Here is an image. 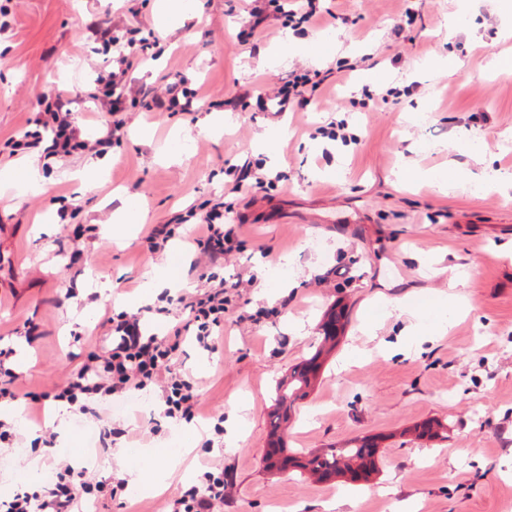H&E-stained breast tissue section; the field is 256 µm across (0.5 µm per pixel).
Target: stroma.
Wrapping results in <instances>:
<instances>
[{
  "instance_id": "stroma-1",
  "label": "stroma",
  "mask_w": 512,
  "mask_h": 512,
  "mask_svg": "<svg viewBox=\"0 0 512 512\" xmlns=\"http://www.w3.org/2000/svg\"><path fill=\"white\" fill-rule=\"evenodd\" d=\"M253 3L186 0L184 14L159 31V0H0V175L24 164L4 143L33 130L41 94L70 100L83 137L103 130L92 94L112 62L96 26L163 39L161 57L129 71L134 89L157 90L180 74L204 100L190 112H149L126 101L123 132L92 187L72 177L89 161L86 152L41 170L35 185L0 182V351L17 375L15 389L53 392L105 346L111 301L87 289L89 276L135 299L144 271H179L184 287L169 292L170 315L149 318L165 334L179 298L199 291L188 273L198 253L178 238L150 252L148 227L223 200L228 170L248 162L273 183L245 190L226 214L241 235L220 271L248 286L225 314L215 351L189 340L174 358L198 381L199 414L177 424L162 418L156 393L132 392L127 412L112 419L131 437H114L89 468L92 480L116 472L130 483L122 502L101 496L83 502V512H168L200 485L212 458L223 462L230 489L219 512H512V71L501 67L512 60V0H322L348 23L298 38L272 15L265 35L242 45L236 35ZM297 67L330 73L305 111L276 116L259 111L255 98L238 100ZM391 87L402 91L397 101L363 111L367 96ZM207 114L223 118L219 131L200 130ZM339 118L351 120L358 144L310 138ZM143 127L152 133L146 143ZM452 160L485 172L484 185L440 192L428 175ZM408 165L421 173L416 182L400 179ZM62 197L74 223L87 228L81 239L57 222ZM133 199L146 221L114 240L113 216ZM451 266L464 280V313L435 305ZM289 279L296 288L282 290ZM336 304L347 311L345 333L286 440L320 449L382 436L369 487L270 473L262 463L275 381L310 355L323 313ZM405 306L426 325L447 318V334L402 335ZM260 308L268 318L246 321ZM364 319L375 335L361 333ZM243 395L253 408L229 450L212 429L218 417L236 414ZM0 417L15 431L0 448L12 463L0 470L1 500L55 481L41 434H53L55 458L83 461L77 416L56 412L54 402L5 408ZM432 418L447 422L446 441L398 438ZM156 472L168 476L162 492L133 485L136 474Z\"/></svg>"
}]
</instances>
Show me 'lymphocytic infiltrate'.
<instances>
[{
  "instance_id": "1",
  "label": "lymphocytic infiltrate",
  "mask_w": 512,
  "mask_h": 512,
  "mask_svg": "<svg viewBox=\"0 0 512 512\" xmlns=\"http://www.w3.org/2000/svg\"><path fill=\"white\" fill-rule=\"evenodd\" d=\"M106 45L116 47L115 70L99 74L97 91L93 95L109 113L120 111L125 98L128 70L134 61L148 56L155 39L133 38L105 30ZM322 86L317 71L296 68L282 79L263 101V111H303L311 97ZM41 109L35 120L36 131L10 141L11 154L18 155L40 148L45 156L62 161L73 153L98 152L107 147L121 132L119 122L107 123L103 137L83 138L66 103L58 94H43L38 98ZM232 207L224 201L199 214L198 223L189 241L196 248L206 266L223 264L224 257L233 250L238 228H225L224 214ZM204 291L198 298L185 303L180 322L167 334L146 333L141 318L125 311L107 319L110 326L108 345L101 352L87 358L77 369L69 372L50 399L68 405L70 411L83 415L96 414L97 402L133 390L156 387L163 404V417L181 420L193 419L200 402L196 383L189 375L172 366L174 354L180 350L186 337H194L204 350L215 347L214 332L224 326V315L234 296L240 295L243 281L226 282L216 276L203 279ZM11 370L0 369V400L39 405L48 397L33 392L17 395L13 389ZM56 480L39 495L15 494L5 502L4 512H79L83 495L94 491L88 468H77L61 461L55 466ZM204 487H190L173 500L170 512H214L224 502V471L222 468L204 472Z\"/></svg>"
}]
</instances>
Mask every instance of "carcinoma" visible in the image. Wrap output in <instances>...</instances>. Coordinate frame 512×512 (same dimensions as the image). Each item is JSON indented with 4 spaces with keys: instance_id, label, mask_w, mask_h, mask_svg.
I'll return each mask as SVG.
<instances>
[{
    "instance_id": "cac0c4a2",
    "label": "carcinoma",
    "mask_w": 512,
    "mask_h": 512,
    "mask_svg": "<svg viewBox=\"0 0 512 512\" xmlns=\"http://www.w3.org/2000/svg\"><path fill=\"white\" fill-rule=\"evenodd\" d=\"M347 324L345 308L331 307L325 314L321 340L314 353L278 381L274 402L268 413L269 447L285 454L288 467L308 472L319 481L343 478L351 482L367 483L378 472L377 439L355 438L340 448L289 454L280 437L296 404L305 399L316 386L321 368L336 349ZM402 435L411 437L413 441L443 440L448 438V425L437 419H428L404 430Z\"/></svg>"
}]
</instances>
